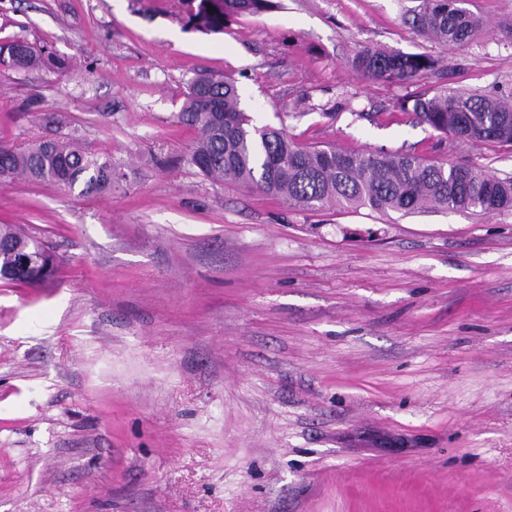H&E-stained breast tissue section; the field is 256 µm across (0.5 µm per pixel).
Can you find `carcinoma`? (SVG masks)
Returning a JSON list of instances; mask_svg holds the SVG:
<instances>
[{"label":"carcinoma","mask_w":512,"mask_h":512,"mask_svg":"<svg viewBox=\"0 0 512 512\" xmlns=\"http://www.w3.org/2000/svg\"><path fill=\"white\" fill-rule=\"evenodd\" d=\"M187 24L202 33H220L230 19L274 8V0H181ZM465 0H421L413 24L421 33L462 47L483 29V21L463 7ZM364 77L412 82L436 70L421 53L366 49L353 60ZM61 71L65 60L43 55L17 40L0 46L4 70ZM433 129L470 143L512 145V95L466 92L418 95L401 105ZM179 122L196 133L188 161L205 177L231 181L280 198L294 208H368L415 213L424 209H470L482 213L512 207V180L477 167L431 164L411 153H346L333 147H306L283 129L258 128L239 108L234 81L201 73L187 86ZM17 176L74 189L81 194L112 191L122 178L112 158L46 139L24 146L0 143V182ZM56 258L40 238L0 227V278L26 286L53 279Z\"/></svg>","instance_id":"1"}]
</instances>
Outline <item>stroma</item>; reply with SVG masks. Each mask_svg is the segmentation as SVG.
Instances as JSON below:
<instances>
[{"label":"stroma","instance_id":"obj_1","mask_svg":"<svg viewBox=\"0 0 512 512\" xmlns=\"http://www.w3.org/2000/svg\"><path fill=\"white\" fill-rule=\"evenodd\" d=\"M220 33L181 0H0V142L76 138L111 194L24 177L0 224L52 244L43 286L0 280V512H512V208L300 210L187 161V85L235 81L254 126L512 179L403 99L512 92V0L452 49L417 0H275ZM367 48L447 70L372 82ZM57 118L46 126L45 115ZM4 50L6 54L4 56ZM65 60L52 54L43 55L28 42L17 40L8 45L0 46V68L4 70L47 68L61 71L65 68Z\"/></svg>","mask_w":512,"mask_h":512}]
</instances>
